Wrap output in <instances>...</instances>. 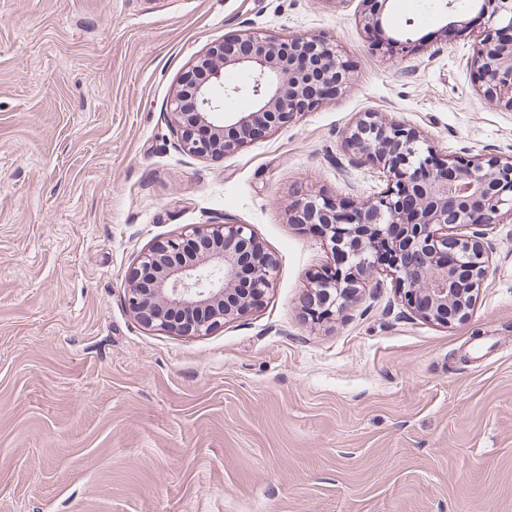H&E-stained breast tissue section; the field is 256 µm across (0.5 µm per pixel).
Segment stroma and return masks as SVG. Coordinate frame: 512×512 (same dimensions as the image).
I'll use <instances>...</instances> for the list:
<instances>
[{
	"mask_svg": "<svg viewBox=\"0 0 512 512\" xmlns=\"http://www.w3.org/2000/svg\"><path fill=\"white\" fill-rule=\"evenodd\" d=\"M446 0H0V512H512V224L462 322L411 314L390 277L335 319L304 312L324 238L307 195L341 175L363 113L440 156L512 154V112L469 65ZM382 13L383 32L363 17ZM320 36L346 91L217 159L175 146L167 107L211 42ZM415 42L385 52L383 33ZM250 225L278 260L260 308L203 336L143 326L141 252L190 224Z\"/></svg>",
	"mask_w": 512,
	"mask_h": 512,
	"instance_id": "1",
	"label": "stroma"
}]
</instances>
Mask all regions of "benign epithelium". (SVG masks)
Wrapping results in <instances>:
<instances>
[{"label": "benign epithelium", "mask_w": 512, "mask_h": 512, "mask_svg": "<svg viewBox=\"0 0 512 512\" xmlns=\"http://www.w3.org/2000/svg\"><path fill=\"white\" fill-rule=\"evenodd\" d=\"M474 2L498 37L478 39L471 66L487 103L512 111V38L500 39L512 35V0ZM298 56L307 59L302 70ZM350 83L349 64L322 39L244 31L212 43L182 74L170 122L189 153L221 157L317 107L322 89L339 95ZM238 97L250 100L248 109L226 111ZM345 142L349 166H375L389 183L352 205L321 195L295 204L293 223L319 225L334 258L346 257L331 279L314 278L311 321L342 311L380 271L422 318L446 327L466 320L489 268L487 226L512 222V156L440 160L416 129L382 112L363 113ZM276 272L251 225L191 224L139 255L127 304L147 327L201 336L258 308Z\"/></svg>", "instance_id": "obj_1"}]
</instances>
